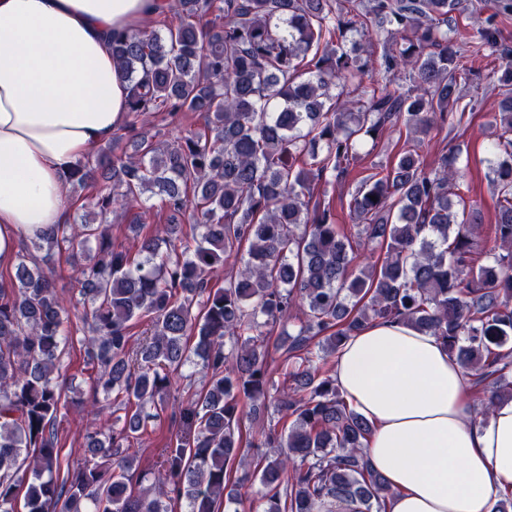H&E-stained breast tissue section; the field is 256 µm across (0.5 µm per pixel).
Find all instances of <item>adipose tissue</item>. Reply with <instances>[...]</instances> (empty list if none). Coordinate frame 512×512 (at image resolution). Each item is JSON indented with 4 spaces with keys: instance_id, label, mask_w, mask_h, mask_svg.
<instances>
[{
    "instance_id": "1",
    "label": "adipose tissue",
    "mask_w": 512,
    "mask_h": 512,
    "mask_svg": "<svg viewBox=\"0 0 512 512\" xmlns=\"http://www.w3.org/2000/svg\"><path fill=\"white\" fill-rule=\"evenodd\" d=\"M169 12L170 0H0V271L22 235L66 222L63 173L126 115L113 33ZM333 375L375 428L367 454L394 491L388 512H491L512 489V400L480 413L471 375L434 336L373 321Z\"/></svg>"
}]
</instances>
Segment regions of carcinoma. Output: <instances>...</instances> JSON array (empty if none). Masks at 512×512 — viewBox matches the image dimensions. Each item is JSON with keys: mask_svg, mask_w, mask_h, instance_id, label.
I'll list each match as a JSON object with an SVG mask.
<instances>
[{"mask_svg": "<svg viewBox=\"0 0 512 512\" xmlns=\"http://www.w3.org/2000/svg\"><path fill=\"white\" fill-rule=\"evenodd\" d=\"M349 2L173 0L166 32L112 35L131 149L76 163L65 185L95 194L29 238L34 252L0 278V512H16L23 487L27 512H387L394 491L365 455L374 427L327 366L378 319L435 336L474 377L482 413L512 399V46L490 25L469 36L501 59L488 142L497 218L482 262L478 213L453 211L458 150L422 158L424 135L464 119L457 0ZM359 25L381 43L380 87L335 44ZM184 110L203 127L163 144L138 130ZM401 127L414 144L355 187L345 232L315 190L343 180L362 137ZM147 192L171 223L132 250L115 245L107 215ZM188 210L200 230L189 240L177 224ZM378 247L383 258L354 267ZM57 254L82 285L89 403L112 394L124 411L87 426L83 462L64 477L55 425L74 403L60 371L72 300L56 289ZM231 258L235 275L212 284ZM286 321L293 332L270 344L262 328ZM193 357L203 383L173 400ZM166 412L177 429L151 468L154 495H136V444ZM246 417L262 420L258 435Z\"/></svg>", "mask_w": 512, "mask_h": 512, "instance_id": "1", "label": "carcinoma"}]
</instances>
